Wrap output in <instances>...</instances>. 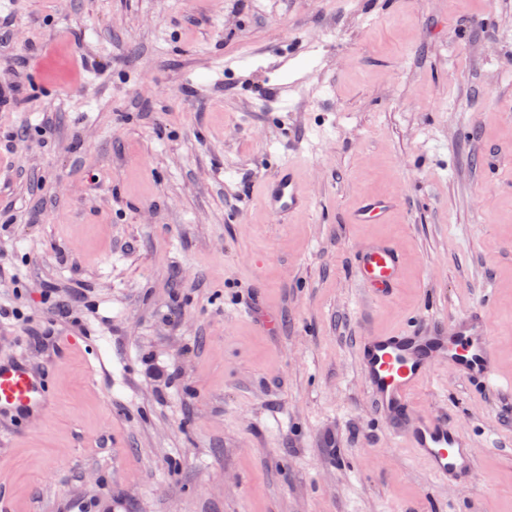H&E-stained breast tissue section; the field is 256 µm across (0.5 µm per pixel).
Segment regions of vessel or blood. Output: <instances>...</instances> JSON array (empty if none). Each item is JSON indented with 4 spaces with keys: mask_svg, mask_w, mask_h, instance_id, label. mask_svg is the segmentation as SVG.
I'll list each match as a JSON object with an SVG mask.
<instances>
[{
    "mask_svg": "<svg viewBox=\"0 0 512 512\" xmlns=\"http://www.w3.org/2000/svg\"><path fill=\"white\" fill-rule=\"evenodd\" d=\"M265 209L278 219L306 210L304 180L294 163L283 164L260 188ZM399 201L389 195H366L350 214L354 224H387ZM353 270L362 287L377 298L393 297L405 270V253L394 241L374 238L356 252ZM360 368L366 387L392 430L426 462L444 484H467L475 478L474 459L465 435L447 416L428 412L409 416L411 392L440 362H448L467 382L486 391L499 387V372L480 312L455 321L451 336H423L414 328L365 337ZM51 405L45 379L18 360H0V415L44 413Z\"/></svg>",
    "mask_w": 512,
    "mask_h": 512,
    "instance_id": "obj_1",
    "label": "vessel or blood"
}]
</instances>
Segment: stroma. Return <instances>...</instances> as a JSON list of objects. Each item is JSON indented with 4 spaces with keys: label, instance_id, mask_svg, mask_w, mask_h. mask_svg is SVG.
<instances>
[{
    "label": "stroma",
    "instance_id": "obj_1",
    "mask_svg": "<svg viewBox=\"0 0 512 512\" xmlns=\"http://www.w3.org/2000/svg\"><path fill=\"white\" fill-rule=\"evenodd\" d=\"M14 91L0 357L54 406L0 417V512H512V389L441 363L412 393L476 457L448 485L359 362L482 311L512 376V0H0ZM289 161L283 224L257 188ZM367 194L392 223L350 222ZM376 236L407 254L390 299L353 274ZM56 298L79 325L39 337ZM259 191L265 209L281 220L305 211L309 204L304 180L292 162L283 164Z\"/></svg>",
    "mask_w": 512,
    "mask_h": 512
}]
</instances>
